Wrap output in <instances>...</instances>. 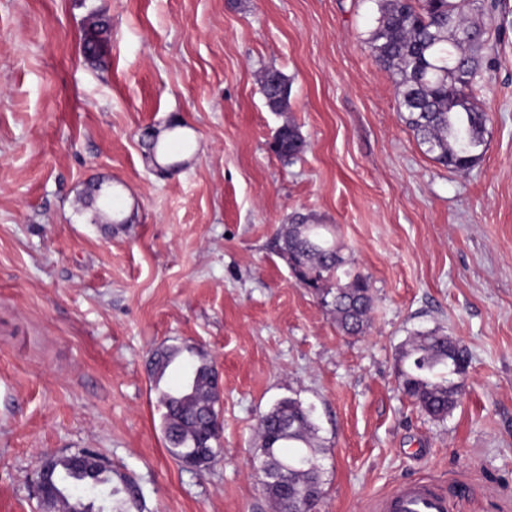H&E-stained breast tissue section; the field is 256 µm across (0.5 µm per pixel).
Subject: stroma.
Listing matches in <instances>:
<instances>
[{
	"instance_id": "35a3bbf8",
	"label": "stroma",
	"mask_w": 512,
	"mask_h": 512,
	"mask_svg": "<svg viewBox=\"0 0 512 512\" xmlns=\"http://www.w3.org/2000/svg\"><path fill=\"white\" fill-rule=\"evenodd\" d=\"M110 24L101 60L83 19ZM373 0H0V512H37L42 454L112 462L129 512H272L257 425L314 409L319 512H370L432 480L454 512H512V0H497L481 99L487 150L466 173L419 146L365 45ZM291 84L271 111L264 69ZM294 122V163L271 149ZM182 123L169 175L148 130ZM112 184L119 221L82 197ZM334 225L368 276L370 326L336 327L277 246L283 224ZM441 330L469 354L444 421L398 387L400 351ZM201 348L223 376V454L171 458L147 361ZM108 31L102 15L96 10H90L83 23V50L87 61L93 63L99 60Z\"/></svg>"
}]
</instances>
